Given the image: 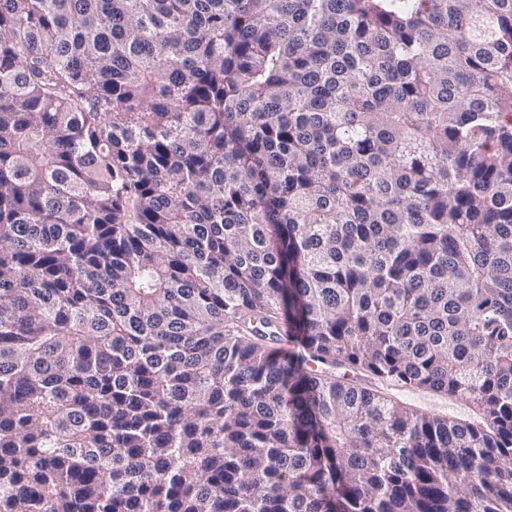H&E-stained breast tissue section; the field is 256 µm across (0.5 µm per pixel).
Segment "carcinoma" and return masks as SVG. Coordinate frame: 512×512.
<instances>
[{
  "instance_id": "obj_1",
  "label": "carcinoma",
  "mask_w": 512,
  "mask_h": 512,
  "mask_svg": "<svg viewBox=\"0 0 512 512\" xmlns=\"http://www.w3.org/2000/svg\"><path fill=\"white\" fill-rule=\"evenodd\" d=\"M0 512H512V0H0ZM365 380L370 388L375 389L385 398L414 409L419 413L466 423L478 424L482 421V411L476 405L461 399L406 387L394 381H382L368 373L359 372V383H363Z\"/></svg>"
}]
</instances>
